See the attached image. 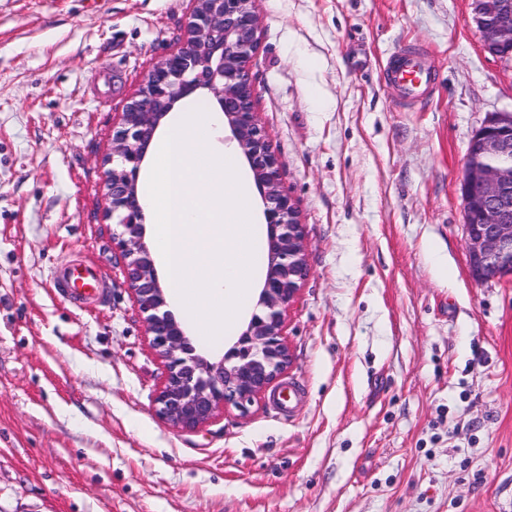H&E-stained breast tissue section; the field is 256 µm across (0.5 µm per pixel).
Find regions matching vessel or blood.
Wrapping results in <instances>:
<instances>
[{"label":"vessel or blood","instance_id":"vessel-or-blood-1","mask_svg":"<svg viewBox=\"0 0 512 512\" xmlns=\"http://www.w3.org/2000/svg\"><path fill=\"white\" fill-rule=\"evenodd\" d=\"M382 73L385 82L395 89L398 100L403 102H427L435 85V75L426 62V51L418 45L396 47ZM52 282L74 301L89 300L100 292L96 269L84 262L55 268Z\"/></svg>","mask_w":512,"mask_h":512}]
</instances>
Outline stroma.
<instances>
[{"instance_id": "obj_1", "label": "stroma", "mask_w": 512, "mask_h": 512, "mask_svg": "<svg viewBox=\"0 0 512 512\" xmlns=\"http://www.w3.org/2000/svg\"><path fill=\"white\" fill-rule=\"evenodd\" d=\"M255 109L304 226L286 317L299 395L196 431L112 247L103 161L193 0H0V512H512V279L478 282L460 181L512 113L471 0H257ZM417 43L437 75L382 78ZM92 264L76 303L50 274ZM383 78L396 91L397 99L408 103H425L436 79L426 62V50L418 45L396 47L386 60Z\"/></svg>"}]
</instances>
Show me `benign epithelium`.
<instances>
[{
    "instance_id": "benign-epithelium-1",
    "label": "benign epithelium",
    "mask_w": 512,
    "mask_h": 512,
    "mask_svg": "<svg viewBox=\"0 0 512 512\" xmlns=\"http://www.w3.org/2000/svg\"><path fill=\"white\" fill-rule=\"evenodd\" d=\"M484 47L512 58V0H472ZM255 0H196L180 47L161 57L112 135L105 172L112 241L124 259L128 290L144 315L149 345L165 363L156 413L176 428L195 430L223 410L248 411L288 369L284 318L308 276L297 208L284 191L280 165L252 95L250 62L259 47ZM204 90L219 104L252 173L267 227V271L256 310L236 341L213 361L168 309L152 252L138 180L162 120ZM464 234L473 277L512 278V114L491 116L470 138L460 185Z\"/></svg>"
}]
</instances>
